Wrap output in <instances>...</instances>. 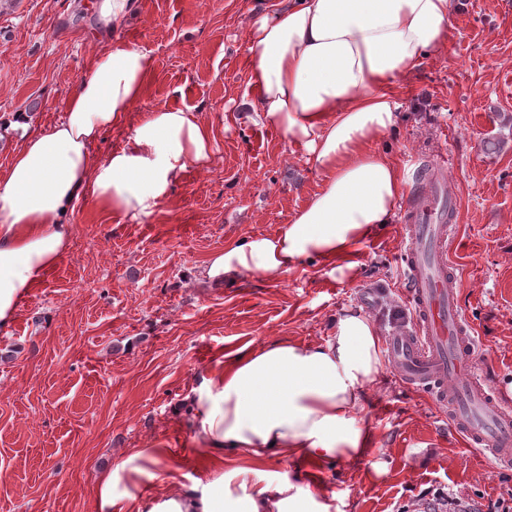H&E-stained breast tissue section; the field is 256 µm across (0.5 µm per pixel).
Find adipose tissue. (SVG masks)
I'll return each instance as SVG.
<instances>
[{
    "mask_svg": "<svg viewBox=\"0 0 512 512\" xmlns=\"http://www.w3.org/2000/svg\"><path fill=\"white\" fill-rule=\"evenodd\" d=\"M139 0H95L109 31L70 94L65 118L23 137L0 171V327L66 252V217L91 198L114 220L152 213L189 167L209 164L211 125L179 107L128 115L153 70L151 55L121 34ZM457 0H282L248 34L254 110L261 123L304 145L324 178L290 223L272 235L227 246L208 263L219 278L243 271L278 274L316 258L338 278L359 265L358 248L391 223L405 180L382 143L398 119L392 88L448 43ZM123 145L90 154L107 130ZM384 369L381 332L362 309H340L318 344L263 342L217 361L186 401L196 440L211 458L205 480L143 503L118 494L119 473H144L164 454L147 444L107 467L90 512H331L325 495L274 478V459L338 467L371 459L374 433L365 401ZM235 459L225 467V459Z\"/></svg>",
    "mask_w": 512,
    "mask_h": 512,
    "instance_id": "ef3b65f1",
    "label": "adipose tissue"
}]
</instances>
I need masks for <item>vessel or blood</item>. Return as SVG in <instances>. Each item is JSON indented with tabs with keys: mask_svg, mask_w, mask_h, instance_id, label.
Returning a JSON list of instances; mask_svg holds the SVG:
<instances>
[{
	"mask_svg": "<svg viewBox=\"0 0 512 512\" xmlns=\"http://www.w3.org/2000/svg\"><path fill=\"white\" fill-rule=\"evenodd\" d=\"M457 200L426 181L404 205V286L412 326L389 338L387 358L406 385L428 391L469 447L512 467V405L476 368V339L463 317L452 260Z\"/></svg>",
	"mask_w": 512,
	"mask_h": 512,
	"instance_id": "obj_1",
	"label": "vessel or blood"
}]
</instances>
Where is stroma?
I'll return each mask as SVG.
<instances>
[{
  "mask_svg": "<svg viewBox=\"0 0 512 512\" xmlns=\"http://www.w3.org/2000/svg\"><path fill=\"white\" fill-rule=\"evenodd\" d=\"M90 0H0V120L27 113L26 131H0V170L24 132L61 122L64 103L99 40ZM278 0H140L122 30L154 69L130 117L176 106L209 123V165L186 171L147 216L115 222L78 204L63 259L0 330V512H87L103 468L147 441L164 446L155 479L120 481L146 497L206 479L185 400L220 355L278 338L325 340L336 311L354 306L390 334L406 309L398 223L360 248L345 281L304 261L277 275L208 280L209 259L251 235L274 233L323 175L302 145L251 109L247 35ZM403 118L384 145L407 191L440 158L458 200L453 257L461 307L482 341L479 364L512 403V0H461L447 47L395 88ZM382 475L291 459L270 471L320 483L341 512H396L428 487L479 498L512 496V470L476 454L428 394L391 369L367 406Z\"/></svg>",
  "mask_w": 512,
  "mask_h": 512,
  "instance_id": "obj_1",
  "label": "stroma"
}]
</instances>
